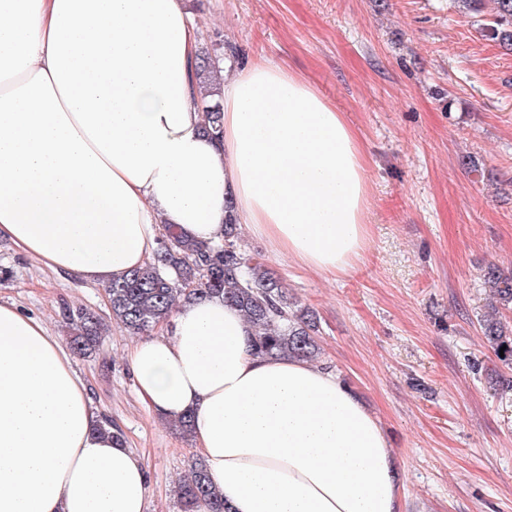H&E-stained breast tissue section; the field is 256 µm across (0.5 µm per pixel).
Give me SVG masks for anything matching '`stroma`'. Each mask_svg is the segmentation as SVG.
Wrapping results in <instances>:
<instances>
[{
    "label": "stroma",
    "mask_w": 512,
    "mask_h": 512,
    "mask_svg": "<svg viewBox=\"0 0 512 512\" xmlns=\"http://www.w3.org/2000/svg\"><path fill=\"white\" fill-rule=\"evenodd\" d=\"M226 66L285 64L344 112L367 162L368 244L348 273L321 274L242 227L299 305L320 317L319 364L380 420L407 512H512V392L485 343L484 267L512 268V51L458 0H188ZM0 302L64 336L66 308L107 314L105 290L0 241ZM112 325L77 359L98 415L143 458L149 512H180L174 487L194 441L138 398Z\"/></svg>",
    "instance_id": "obj_1"
}]
</instances>
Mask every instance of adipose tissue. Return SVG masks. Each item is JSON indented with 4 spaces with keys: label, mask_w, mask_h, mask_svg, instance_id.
I'll return each mask as SVG.
<instances>
[{
    "label": "adipose tissue",
    "mask_w": 512,
    "mask_h": 512,
    "mask_svg": "<svg viewBox=\"0 0 512 512\" xmlns=\"http://www.w3.org/2000/svg\"><path fill=\"white\" fill-rule=\"evenodd\" d=\"M186 0H0V240L108 285L144 265L162 225L207 242L228 220L307 269L365 250L359 137L313 84L266 59L194 74ZM223 106V140L202 132ZM243 315L181 304L172 332L127 352L159 418L192 435L229 512H403L382 426L336 374L253 354ZM99 421L74 357L0 303V512H147L149 476Z\"/></svg>",
    "instance_id": "1"
}]
</instances>
